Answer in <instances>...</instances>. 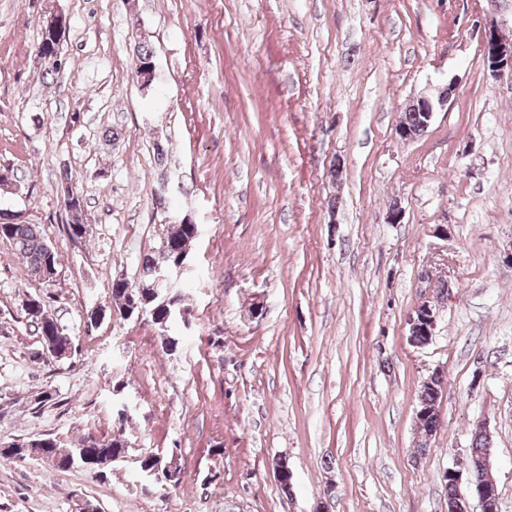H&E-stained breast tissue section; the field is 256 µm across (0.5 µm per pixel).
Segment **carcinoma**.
I'll use <instances>...</instances> for the list:
<instances>
[{
	"mask_svg": "<svg viewBox=\"0 0 512 512\" xmlns=\"http://www.w3.org/2000/svg\"><path fill=\"white\" fill-rule=\"evenodd\" d=\"M37 54L44 59L45 72L56 73L62 67V59L56 58L53 44L39 36ZM64 202L69 213V224L66 229L70 237L82 239L88 233V225L84 222V205L80 196L71 186L63 187ZM3 238L13 242L21 257L27 262L32 275L39 279L47 266L58 269V258L49 254L50 245L39 233L34 224H4ZM197 233V225L177 222L169 225L166 234L161 238L157 251L145 256L140 263L139 279L129 283L120 280L112 283V302L117 309L128 308L129 314L123 319L142 316L157 325L160 329L162 347L173 352L177 340L167 335L169 325L177 320L174 313L183 309V295L175 288H160L152 290L158 270L165 266L174 265L181 255L189 249ZM31 321L40 337L51 341L61 352L68 354L72 351L71 336L63 332L57 320L46 310L40 307L36 314L30 315ZM441 377L429 384L422 385L418 395V407L426 411L420 419L421 438H426L437 432L439 419L430 410L439 405L441 400ZM118 428L108 439H100L95 435L84 436L76 446L64 448L60 442L52 437H43L42 450L49 455L67 463V467H82L95 475L97 479H104L111 467L124 462L130 456V439L126 435L125 424L128 423L126 411L117 412ZM491 440L484 434L477 432L473 435L470 448V462L472 465V479L479 481L485 476L483 459ZM174 454L165 452H145L138 455L136 472L145 486L175 489L183 479L181 467L171 465Z\"/></svg>",
	"mask_w": 512,
	"mask_h": 512,
	"instance_id": "obj_1",
	"label": "carcinoma"
}]
</instances>
